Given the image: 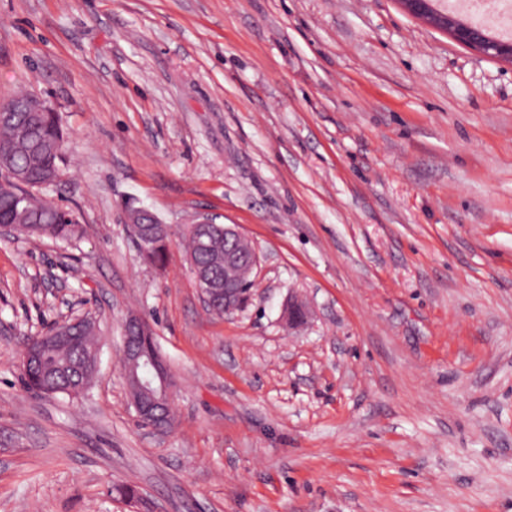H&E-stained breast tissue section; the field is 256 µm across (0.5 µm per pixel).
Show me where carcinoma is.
Masks as SVG:
<instances>
[{
	"instance_id": "cac0c4a2",
	"label": "carcinoma",
	"mask_w": 512,
	"mask_h": 512,
	"mask_svg": "<svg viewBox=\"0 0 512 512\" xmlns=\"http://www.w3.org/2000/svg\"><path fill=\"white\" fill-rule=\"evenodd\" d=\"M0 148L12 170L28 183L44 175L62 179V154L66 141L55 114L28 116L18 113V121L0 127ZM15 225L24 236L55 240H70L82 234V227L71 214L58 205L45 202L36 194L23 202L13 191L0 187V223ZM186 253L197 268L207 276L217 277L224 287V234L222 225L211 224L208 234L202 235L195 225H188L184 234ZM95 323L87 324L86 333L44 353L39 365L30 369L25 383L55 395L78 396L86 387L70 376L76 366L88 364V344L95 342Z\"/></svg>"
}]
</instances>
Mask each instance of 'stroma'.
Listing matches in <instances>:
<instances>
[{"label":"stroma","instance_id":"1","mask_svg":"<svg viewBox=\"0 0 512 512\" xmlns=\"http://www.w3.org/2000/svg\"><path fill=\"white\" fill-rule=\"evenodd\" d=\"M22 89L83 234L0 235V512H512V63L398 0H0ZM129 204L170 226L164 266ZM199 212L259 251L241 313L205 309ZM130 314L176 380L163 435L120 370ZM83 315L88 391L24 388L25 338Z\"/></svg>","mask_w":512,"mask_h":512}]
</instances>
